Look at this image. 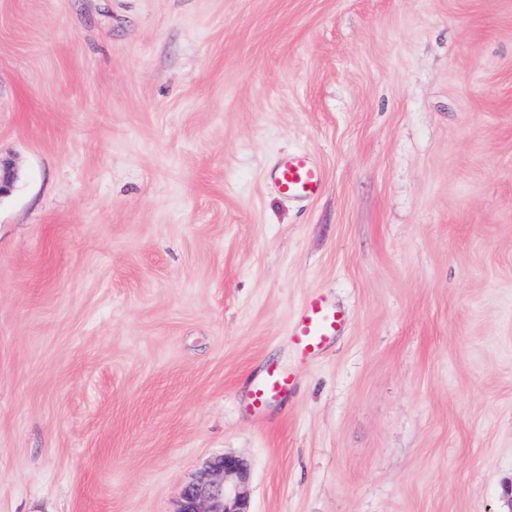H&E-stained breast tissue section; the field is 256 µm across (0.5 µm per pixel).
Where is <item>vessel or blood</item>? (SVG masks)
Wrapping results in <instances>:
<instances>
[{"mask_svg": "<svg viewBox=\"0 0 512 512\" xmlns=\"http://www.w3.org/2000/svg\"><path fill=\"white\" fill-rule=\"evenodd\" d=\"M270 186L286 199L309 201L318 197L325 187L322 168L304 151L279 157L270 172ZM344 329L340 307L322 295H312L303 305L289 334L292 342L306 356L320 353L329 340ZM291 380L277 369H268L252 394V408L261 411L268 401L286 393Z\"/></svg>", "mask_w": 512, "mask_h": 512, "instance_id": "b4317fda", "label": "vessel or blood"}]
</instances>
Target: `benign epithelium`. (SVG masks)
I'll return each mask as SVG.
<instances>
[{"label": "benign epithelium", "instance_id": "benign-epithelium-1", "mask_svg": "<svg viewBox=\"0 0 512 512\" xmlns=\"http://www.w3.org/2000/svg\"><path fill=\"white\" fill-rule=\"evenodd\" d=\"M17 172L0 159V197L7 194ZM250 469L243 459L224 455L211 461L202 474L184 486L177 512H250Z\"/></svg>", "mask_w": 512, "mask_h": 512}]
</instances>
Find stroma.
I'll list each match as a JSON object with an SVG mask.
<instances>
[{"mask_svg": "<svg viewBox=\"0 0 512 512\" xmlns=\"http://www.w3.org/2000/svg\"><path fill=\"white\" fill-rule=\"evenodd\" d=\"M0 158V512H512V0H0ZM270 186L286 199L309 201L325 187L322 168L305 151H294L279 157L270 172ZM344 329L340 307L320 294L312 295L303 305L289 334L304 356L320 353L333 336ZM291 380L275 368L268 369L260 379L252 394V408L260 412L268 401L288 392ZM250 469L243 459L224 455L184 486L176 512H252Z\"/></svg>", "mask_w": 512, "mask_h": 512, "instance_id": "1", "label": "stroma"}]
</instances>
